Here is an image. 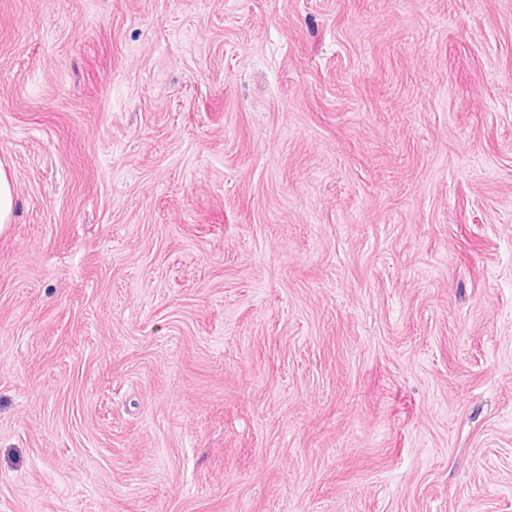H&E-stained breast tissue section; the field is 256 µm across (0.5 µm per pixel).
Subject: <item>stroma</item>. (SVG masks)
<instances>
[{"mask_svg":"<svg viewBox=\"0 0 512 512\" xmlns=\"http://www.w3.org/2000/svg\"><path fill=\"white\" fill-rule=\"evenodd\" d=\"M0 512H512V0H0ZM15 208V195L10 175L0 163V229L10 224Z\"/></svg>","mask_w":512,"mask_h":512,"instance_id":"35a3bbf8","label":"stroma"}]
</instances>
